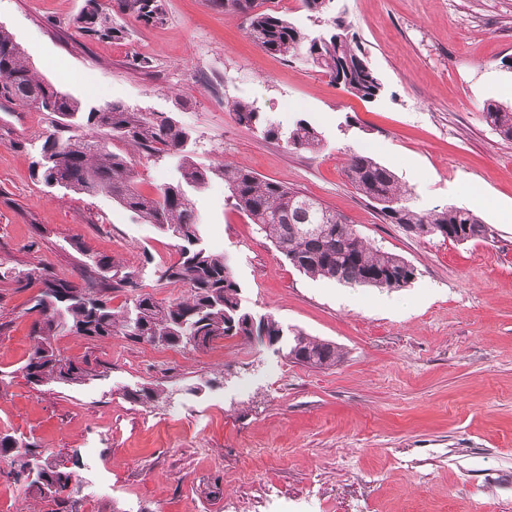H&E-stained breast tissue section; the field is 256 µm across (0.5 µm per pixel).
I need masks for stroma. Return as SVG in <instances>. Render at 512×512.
I'll list each match as a JSON object with an SVG mask.
<instances>
[{
	"instance_id": "obj_1",
	"label": "stroma",
	"mask_w": 512,
	"mask_h": 512,
	"mask_svg": "<svg viewBox=\"0 0 512 512\" xmlns=\"http://www.w3.org/2000/svg\"><path fill=\"white\" fill-rule=\"evenodd\" d=\"M86 4L0 0V26L38 77L88 106L174 116L200 165L239 163L313 196L417 277L388 290L307 276L215 179L193 201L243 307L336 344L341 361L314 368L239 337L197 350L63 335L56 347L95 377L34 385L23 370L42 288L32 269L79 284L83 255H101L138 269L156 300L189 287L160 280L178 254L154 225L108 196L38 182L31 163L51 118L0 100V434L70 465L74 512H512V140L483 114L512 105V0H333L383 84L371 102L304 56L259 49L246 18L211 0H165L159 24L103 0L117 39L78 33ZM236 100L285 128L306 120L322 149L296 152L238 124ZM356 152L393 171L416 208L469 209L486 239L386 223L345 174ZM128 155L143 192L174 174L165 154ZM142 385L159 400L127 399ZM9 468L0 461V512H52Z\"/></svg>"
}]
</instances>
